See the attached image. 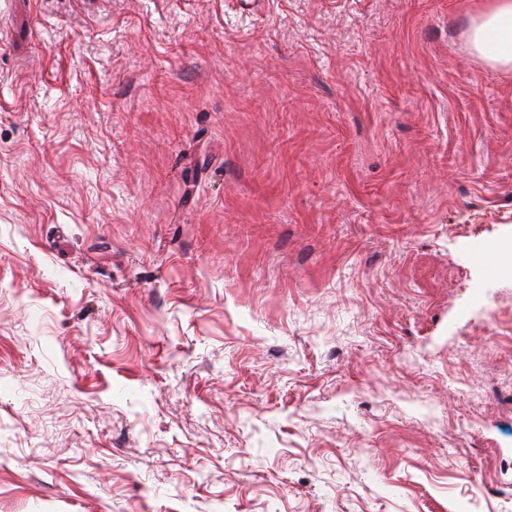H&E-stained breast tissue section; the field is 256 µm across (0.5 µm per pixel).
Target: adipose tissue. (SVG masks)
<instances>
[{
    "label": "adipose tissue",
    "mask_w": 512,
    "mask_h": 512,
    "mask_svg": "<svg viewBox=\"0 0 512 512\" xmlns=\"http://www.w3.org/2000/svg\"><path fill=\"white\" fill-rule=\"evenodd\" d=\"M469 44L490 67L512 69V0H489L471 22Z\"/></svg>",
    "instance_id": "1"
}]
</instances>
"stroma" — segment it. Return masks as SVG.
<instances>
[{"label":"stroma","mask_w":512,"mask_h":512,"mask_svg":"<svg viewBox=\"0 0 512 512\" xmlns=\"http://www.w3.org/2000/svg\"><path fill=\"white\" fill-rule=\"evenodd\" d=\"M487 3L0 0V512H512Z\"/></svg>","instance_id":"35a3bbf8"}]
</instances>
